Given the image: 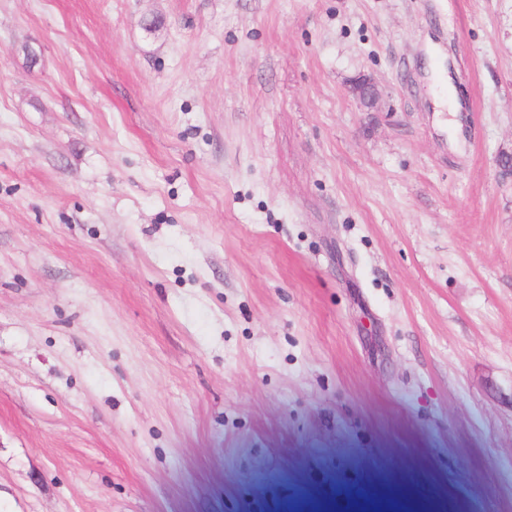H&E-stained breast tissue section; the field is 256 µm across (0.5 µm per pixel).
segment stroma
<instances>
[{
    "label": "stroma",
    "instance_id": "1",
    "mask_svg": "<svg viewBox=\"0 0 512 512\" xmlns=\"http://www.w3.org/2000/svg\"><path fill=\"white\" fill-rule=\"evenodd\" d=\"M506 154L512 0H0V512H512Z\"/></svg>",
    "mask_w": 512,
    "mask_h": 512
}]
</instances>
